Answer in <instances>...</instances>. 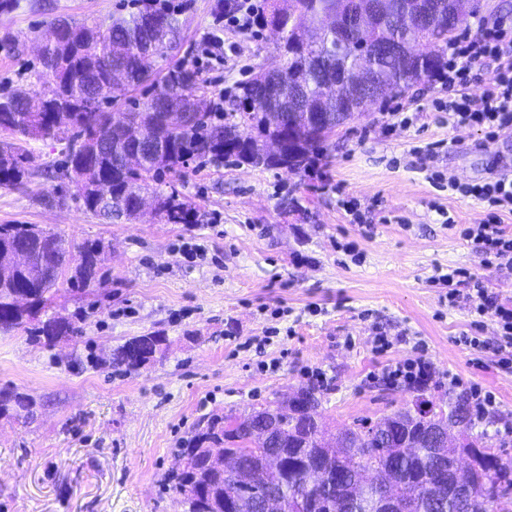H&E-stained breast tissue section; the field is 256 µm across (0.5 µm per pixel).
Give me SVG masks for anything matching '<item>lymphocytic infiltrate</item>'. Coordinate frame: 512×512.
Returning a JSON list of instances; mask_svg holds the SVG:
<instances>
[{
	"label": "lymphocytic infiltrate",
	"mask_w": 512,
	"mask_h": 512,
	"mask_svg": "<svg viewBox=\"0 0 512 512\" xmlns=\"http://www.w3.org/2000/svg\"><path fill=\"white\" fill-rule=\"evenodd\" d=\"M492 67L494 77L484 81L482 66ZM439 83L451 90L448 122L454 126L487 129L489 137L512 133V17L483 19L475 34L448 45V65ZM448 189L489 202L496 210L512 214V175L500 173L479 183H462L449 178ZM487 265L512 272V236L499 223L483 221L464 231ZM432 283L447 288L449 306L462 301L475 305L479 315L495 319L500 327L495 351L501 369L512 372V304L499 302L482 281L464 268H436Z\"/></svg>",
	"instance_id": "1"
}]
</instances>
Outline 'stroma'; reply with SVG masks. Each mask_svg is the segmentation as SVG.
<instances>
[{
  "instance_id": "obj_1",
  "label": "stroma",
  "mask_w": 512,
  "mask_h": 512,
  "mask_svg": "<svg viewBox=\"0 0 512 512\" xmlns=\"http://www.w3.org/2000/svg\"><path fill=\"white\" fill-rule=\"evenodd\" d=\"M180 60L195 65L206 99H232L259 68L278 63L279 39L266 27L225 26L219 55L202 32L213 0H187ZM130 0H14L0 10V93L39 88V46L59 17L101 28L129 16ZM438 84L425 81L373 105L337 129L314 166L299 173L196 158L160 190L178 193L196 214L167 224L152 212L109 224L85 211L52 170L62 145L34 143L33 175L20 190L0 188V224H37L81 243H104L98 275L81 293L59 290L51 314L75 319L76 337L54 345L26 332L0 334V389L33 395L29 423L0 420V512H182L166 482L180 448L213 415L266 406L323 370L320 420L327 435L374 421L423 397L447 406L481 384L496 407L476 426L512 458V373L491 348L498 329L473 330L467 306L448 307L431 284L437 267L459 266L489 293L512 301V273L486 266L461 228L479 223L486 203L450 194L445 174L478 181L512 162V135L449 125L436 110ZM409 126L385 127L383 111ZM432 155H416L419 147ZM356 202L370 235L344 210ZM452 225H445L444 216ZM201 245L191 263L183 242ZM479 332L481 356L455 336ZM167 336L162 361L136 371L109 365L122 339ZM392 347L377 352L375 334ZM435 370L422 388L390 386L383 371L414 357ZM462 379L449 392L448 375Z\"/></svg>"
}]
</instances>
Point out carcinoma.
I'll use <instances>...</instances> for the list:
<instances>
[{"mask_svg":"<svg viewBox=\"0 0 512 512\" xmlns=\"http://www.w3.org/2000/svg\"><path fill=\"white\" fill-rule=\"evenodd\" d=\"M380 0H347L336 28L316 39L302 38L307 15L336 13V0H270L257 15L256 26L276 23L281 28L282 65L276 74L263 70L241 84L222 115L208 111L204 97L196 94L198 69L175 63L164 72L159 59L178 53L177 19L169 9L140 8L131 17L105 31L94 25L60 20L58 38L41 55L44 88H17L0 94V188L19 189L31 175V145L65 142L62 174L74 185V198L98 218L129 220L137 214L138 196L150 183L175 174L190 160L212 156L253 167L288 166L299 172L319 155L335 133L311 127L297 135L288 153L266 151L272 140H288V127L308 125L304 113L333 114L345 101L324 88L318 67L350 71L364 61L363 42L386 43L403 35L400 26L408 0H392V8L370 32L359 33L357 14ZM433 14V42L437 51L420 60L413 53V38L403 40L404 58L377 59L383 81L402 92L424 77L431 81L448 64V28L461 18L449 11L450 0H424ZM121 70L126 86L147 89L150 99L133 103L126 113L143 139L129 140L122 127L112 126V112L103 105L112 99L113 71ZM301 75L304 100L283 116L273 105L270 83H283ZM244 101L254 111L242 112ZM156 211L167 224H188L193 218L177 195L155 192ZM26 248L32 260L25 268L0 265V333L23 330L35 342L55 340L74 332L72 322L51 316L31 326V319L48 308L57 287L65 282L79 291L98 273L104 246L86 241L74 245L37 224H0V258ZM167 338L160 335L131 337L112 349V365L136 370L160 361ZM386 419L392 423L377 431L379 423H357L345 429L346 445L330 448L322 439L316 389L301 387L287 407L273 401L260 410L241 415H214L195 434L181 456L186 466L168 475L170 490L180 496L183 512H224L234 499L244 500L232 512H264L263 496L271 486L283 488V512H301L300 500L327 502L326 482L335 498H363L364 512H380L371 492L388 485L407 484L410 496L401 512H448V479L457 470V458L439 453L427 435L424 406ZM32 396L0 390V417H34ZM449 429L462 428L464 447L471 459L472 500L463 512H512V459L494 451L484 432L473 433L467 399L460 396L448 406Z\"/></svg>","mask_w":512,"mask_h":512,"instance_id":"obj_1","label":"carcinoma"}]
</instances>
